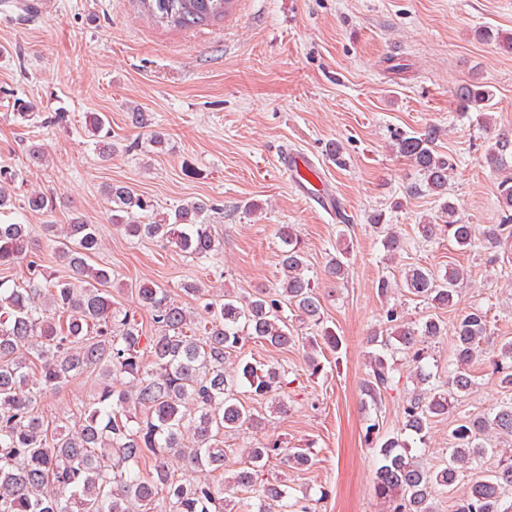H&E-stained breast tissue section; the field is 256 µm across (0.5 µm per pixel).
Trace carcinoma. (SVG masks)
I'll return each mask as SVG.
<instances>
[{
	"instance_id": "1",
	"label": "carcinoma",
	"mask_w": 512,
	"mask_h": 512,
	"mask_svg": "<svg viewBox=\"0 0 512 512\" xmlns=\"http://www.w3.org/2000/svg\"><path fill=\"white\" fill-rule=\"evenodd\" d=\"M231 0H139L142 12L174 29L209 26L224 20ZM482 41L512 51V35L491 28L475 30ZM460 107L480 112L482 124L492 120L493 91L480 83L457 89ZM103 157L116 150L104 117L89 116ZM438 129L400 134L395 149L410 159L427 192L444 198L441 224H420L425 241L446 234L468 247L475 228L457 217L447 196V155L436 148ZM487 164L502 173L498 183L500 222L487 228V247L496 248L512 237V133L500 132L485 151ZM16 174L0 169V215L16 208L50 211L53 197L33 193L17 206L13 201ZM112 223L127 237L156 239L175 246L186 256L207 261L220 249L209 223L216 210L203 199L191 200L159 215L152 204L123 184H111ZM370 221L383 234L387 257L403 250L393 226L382 214ZM55 257L68 270L60 276L43 264L32 246L28 225L0 222V267L26 263L28 277L21 286L0 279V512H238L235 498L250 494V512H293L288 485L264 477L270 458L285 453L289 463L311 462L307 448H283L274 441L249 451L250 465L224 476V437L259 423L243 403L241 390L265 397L282 388L285 371L261 362L240 361L228 371L225 356L248 339L275 348L295 343L286 311L316 326L321 318L320 293L307 274L304 250L295 228H279L281 277L272 292L260 290L241 297L226 288L219 299L205 303L209 317L194 319L168 289L142 284L131 292L137 307L148 311L158 333L145 335L135 313L115 307L106 287L112 270L89 264L100 249L96 225L77 220L58 228L45 225ZM467 278L459 266L444 272L411 267L403 288L434 309L455 306L458 288ZM384 324L387 336L370 337L363 391L375 408L395 382V358L414 364L416 387L403 407L405 425L396 435L378 442L379 466L375 496L388 503V512H434L439 491L455 489L461 472L486 460L487 474L473 479L454 502V512H512L506 492L512 491V455H497L482 442L486 434L512 438V402L476 417H464L451 431L448 462L425 470L413 454V441L423 444L430 421L451 412L454 401L472 387L470 367L488 336L487 313L475 309L452 324L454 351L448 382L439 385L425 363L423 345L445 332L443 322L430 314L419 322L401 320L390 308ZM336 352L341 339L321 328L309 340L307 364L311 375L321 371L320 346ZM495 372L502 388L512 391V342L499 351ZM97 372L102 381L88 400L77 406L72 426L49 428L39 410L48 389H58L84 374ZM177 453L191 472L204 479H176L167 457ZM149 470H144V467Z\"/></svg>"
}]
</instances>
